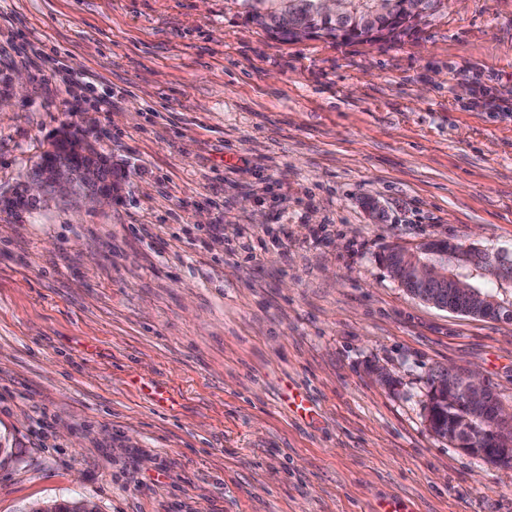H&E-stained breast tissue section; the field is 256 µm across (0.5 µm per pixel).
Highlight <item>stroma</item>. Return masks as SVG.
Returning <instances> with one entry per match:
<instances>
[{"instance_id":"obj_1","label":"stroma","mask_w":512,"mask_h":512,"mask_svg":"<svg viewBox=\"0 0 512 512\" xmlns=\"http://www.w3.org/2000/svg\"><path fill=\"white\" fill-rule=\"evenodd\" d=\"M481 85L512 98V0L351 45L271 40L240 0H0V192L65 126L122 175L0 213V512H512L426 423L437 367L512 408V319L382 262L512 252V112Z\"/></svg>"}]
</instances>
